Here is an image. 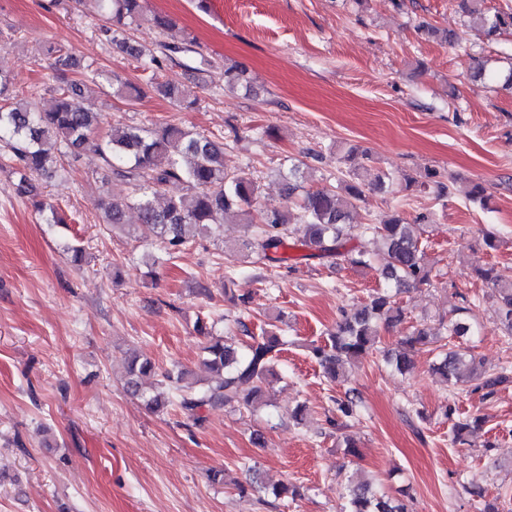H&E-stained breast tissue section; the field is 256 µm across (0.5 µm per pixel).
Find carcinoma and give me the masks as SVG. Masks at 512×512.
<instances>
[{
	"label": "carcinoma",
	"instance_id": "cac0c4a2",
	"mask_svg": "<svg viewBox=\"0 0 512 512\" xmlns=\"http://www.w3.org/2000/svg\"><path fill=\"white\" fill-rule=\"evenodd\" d=\"M106 24L99 27L100 36L119 48L126 46L127 30L144 19L141 0H96ZM459 8L469 21L495 41L512 29V13H489L484 0H460ZM47 56L55 57L58 70L78 66L70 56L57 54L52 44L43 47ZM224 85L232 89L251 91V81L242 66L224 70ZM158 94L193 108L197 99L181 95L170 85L155 87ZM52 103L40 108L36 101L19 99L10 94L8 75L0 72V150L10 161L17 175V191L36 198L39 211L49 210L50 224L62 221L53 206L38 199L35 181L48 177L51 170L67 154L78 153L89 142L99 124V116L73 105L82 93L81 85L71 82L51 88ZM95 151L104 161L110 175L111 190L102 201L106 223L114 229L127 227V214L137 211L139 221L150 226L161 239L168 254L180 252L195 236H211L220 231L224 216L235 213L241 217L252 237L249 242L255 262L276 267L293 268L296 257L290 250L301 248L307 256L331 258L351 267L378 265L385 287L372 295L361 307L343 312L336 328L327 333L324 344L312 348V354L331 379L339 376L347 364L368 354L378 342L380 331L406 320L407 311L396 296L417 288L431 278L432 266L420 242V226L425 216L414 223L403 221L396 214L388 215L377 224L354 225L357 202L364 195L365 184L354 173L350 179L337 183L306 186L299 166L292 163L278 172L283 190L298 199V211L293 214L276 209H264L259 204V186L244 168L229 171L224 166V147L216 141L173 124L153 129L114 127L96 140ZM409 187L419 191L434 189L436 198L451 195L450 186L440 180L439 172L430 169L420 175L404 176ZM181 183L187 193L166 194L171 183ZM372 237L376 249L367 253L348 246L351 228ZM477 277L495 287L494 312L512 332V283H502L494 268L477 271ZM474 302L456 308V317L440 323L450 336L464 337L471 333L467 315ZM240 331L250 337L239 350L234 343L219 337L204 347L203 366L212 373L206 384L195 386L188 381L189 372L171 369L163 378L171 395L143 389L141 379L152 373L151 359L136 354L127 359L126 388L142 399L150 411H162L175 400L181 411L200 425L201 412L206 409L232 408L255 411L268 405L267 392L275 375V366L286 341L283 329L270 322L260 328V334L250 335L245 318L236 321ZM441 332L429 327H415L402 341V350L389 358L400 373L411 371L409 356L418 345L436 342ZM434 374L444 382L465 379L474 389L494 394V388L508 379L506 370L493 375L482 369L470 349L459 347L438 354L432 366ZM483 419L469 416L456 420L452 426V442L464 445L468 437L482 427ZM340 512H407L406 507L375 490L369 482L350 479L347 483L346 504Z\"/></svg>",
	"mask_w": 512,
	"mask_h": 512
}]
</instances>
